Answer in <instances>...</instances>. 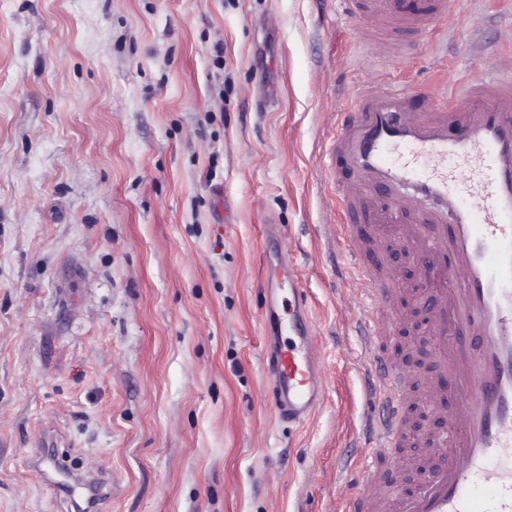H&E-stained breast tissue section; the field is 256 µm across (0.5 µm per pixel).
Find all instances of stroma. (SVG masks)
I'll use <instances>...</instances> for the list:
<instances>
[{
  "instance_id": "stroma-1",
  "label": "stroma",
  "mask_w": 512,
  "mask_h": 512,
  "mask_svg": "<svg viewBox=\"0 0 512 512\" xmlns=\"http://www.w3.org/2000/svg\"><path fill=\"white\" fill-rule=\"evenodd\" d=\"M352 27L339 0H0V512H73L46 438L109 480L98 512H348L366 382L311 173L361 85L512 68V0L384 62ZM269 219L324 367L303 427L265 396Z\"/></svg>"
}]
</instances>
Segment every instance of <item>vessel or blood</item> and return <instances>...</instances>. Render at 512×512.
I'll list each match as a JSON object with an SVG mask.
<instances>
[{
    "mask_svg": "<svg viewBox=\"0 0 512 512\" xmlns=\"http://www.w3.org/2000/svg\"><path fill=\"white\" fill-rule=\"evenodd\" d=\"M358 45L396 54L393 34L414 40L448 21L460 0H341ZM357 104L339 112L336 133L323 145L315 170L337 190L346 216L352 280L365 300L358 317L368 387V413L358 492L349 512H512V70L473 69L454 93L367 85ZM405 225L410 254L425 264L424 333L448 383L454 408L439 407L446 427L433 442L436 464L413 494L382 499L381 461L402 447L410 382L382 356L387 300L400 283L379 272L360 230ZM265 306L277 292L294 295L291 329L298 346L283 349L279 328L267 333L264 366L274 412L292 424L309 421L324 401L322 364L307 328L308 297L287 253L278 251L280 226H264ZM479 339L471 351L464 336ZM39 474L77 508L92 512L98 478L61 477L49 455Z\"/></svg>",
    "mask_w": 512,
    "mask_h": 512,
    "instance_id": "obj_1",
    "label": "vessel or blood"
}]
</instances>
